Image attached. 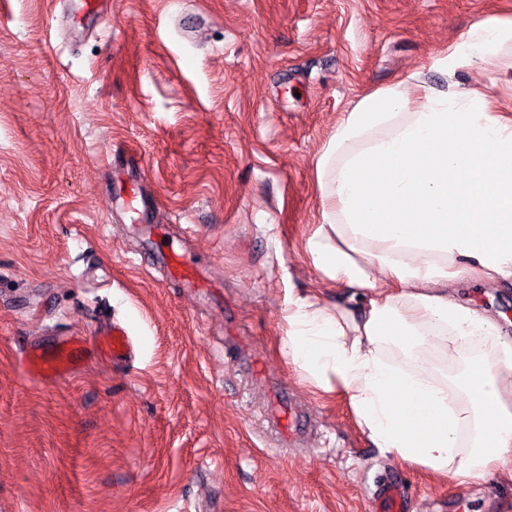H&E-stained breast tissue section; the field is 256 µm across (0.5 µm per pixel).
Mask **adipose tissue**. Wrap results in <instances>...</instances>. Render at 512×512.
<instances>
[{"mask_svg": "<svg viewBox=\"0 0 512 512\" xmlns=\"http://www.w3.org/2000/svg\"><path fill=\"white\" fill-rule=\"evenodd\" d=\"M512 57V20L473 24L435 64L480 71ZM320 222L306 243L331 306L290 298L281 353L343 391L383 452L461 481L512 457V343L460 304L454 282L512 279V117L485 94L421 72L359 97L315 160ZM491 356L466 359L474 342ZM464 358V357H463Z\"/></svg>", "mask_w": 512, "mask_h": 512, "instance_id": "1", "label": "adipose tissue"}]
</instances>
